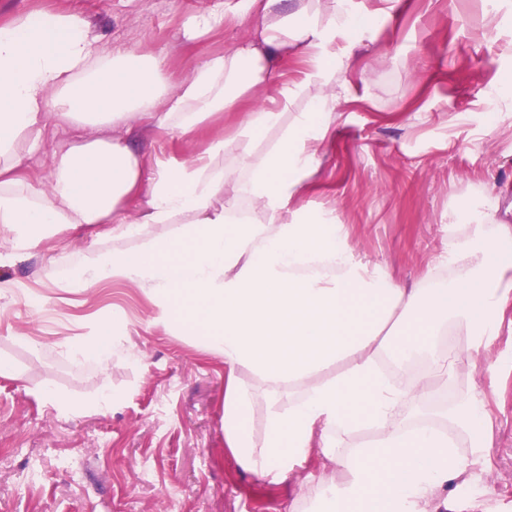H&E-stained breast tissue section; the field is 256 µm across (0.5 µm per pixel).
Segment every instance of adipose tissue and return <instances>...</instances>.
Here are the masks:
<instances>
[{"mask_svg":"<svg viewBox=\"0 0 512 512\" xmlns=\"http://www.w3.org/2000/svg\"><path fill=\"white\" fill-rule=\"evenodd\" d=\"M241 0L255 37L170 84L162 58L107 52L86 19L31 13L0 26V248L38 247L60 225L107 224L113 238L146 224L190 217L182 235L139 250L92 251L67 276L84 292L118 277L140 288L162 322L201 339L224 362V442L235 462L281 483L313 450L330 461L312 512H446L448 489L466 472L451 434L400 419L489 350L512 302V224L468 219L448 227L445 256L412 287L364 262L332 216L290 213L316 174L345 91L340 76L399 0L359 12L352 0ZM296 50L306 81L282 85V101L244 109L247 94L275 81ZM322 87L310 111L285 122L287 101ZM242 112L233 135L190 159L151 164L126 133L134 126L193 137L215 115ZM57 118L119 134L82 138L53 162L46 186L21 174ZM277 142L256 152L260 136ZM26 147H19V137ZM222 207L214 198L226 187ZM139 204L135 218L123 205ZM287 394L269 405L262 438L252 421L255 388ZM486 400L468 394L449 416L475 451L487 446ZM376 428L362 448L337 453L339 435Z\"/></svg>","mask_w":512,"mask_h":512,"instance_id":"obj_1","label":"adipose tissue"}]
</instances>
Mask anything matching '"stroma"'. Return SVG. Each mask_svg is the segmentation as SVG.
Instances as JSON below:
<instances>
[{
  "label": "stroma",
  "mask_w": 512,
  "mask_h": 512,
  "mask_svg": "<svg viewBox=\"0 0 512 512\" xmlns=\"http://www.w3.org/2000/svg\"><path fill=\"white\" fill-rule=\"evenodd\" d=\"M219 0H0V24L35 12L74 13L115 49L164 58L172 81L209 55L252 35L250 20L226 18L197 39L184 35L193 14ZM512 74V0L488 17L483 0H400L376 41L357 52L342 80L318 173L291 209L336 215L367 260L409 284L447 247L448 225L462 199L497 202L512 222V101L493 99ZM221 114L193 138L178 132L141 140L150 159L183 161L229 132ZM50 122L25 176L45 184L55 156L76 140ZM185 218L147 225L115 240L102 225L61 230L20 260L0 265L12 297L0 301V512H292L321 491L320 453L298 466L294 484H272L242 470L224 444V364L184 333L165 326L156 307L121 279L78 293L63 276L87 248L134 250L183 233ZM43 298L41 313L30 301ZM113 320L116 352L108 369L76 359L65 341ZM457 381L458 397L484 392L490 446L481 458L460 448L467 478L485 492L450 488L449 512H512V303L489 354ZM84 402L55 409L44 390ZM114 396L109 411L92 403Z\"/></svg>",
  "instance_id": "stroma-1"
}]
</instances>
